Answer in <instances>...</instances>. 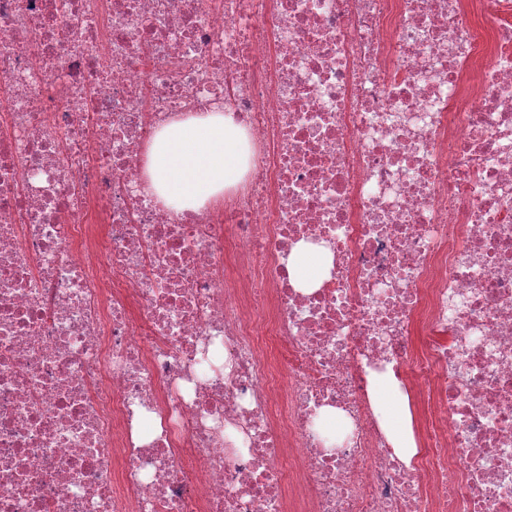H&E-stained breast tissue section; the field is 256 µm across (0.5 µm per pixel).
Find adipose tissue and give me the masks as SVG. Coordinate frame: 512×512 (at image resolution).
<instances>
[{"label": "adipose tissue", "mask_w": 512, "mask_h": 512, "mask_svg": "<svg viewBox=\"0 0 512 512\" xmlns=\"http://www.w3.org/2000/svg\"><path fill=\"white\" fill-rule=\"evenodd\" d=\"M243 144L242 131L220 112H199L163 126L149 149V187L162 204L180 211L222 200L241 175ZM373 395L394 448L413 455L408 396L385 383Z\"/></svg>", "instance_id": "adipose-tissue-1"}]
</instances>
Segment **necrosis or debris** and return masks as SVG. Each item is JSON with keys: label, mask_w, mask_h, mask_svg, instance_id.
I'll return each instance as SVG.
<instances>
[{"label": "necrosis or debris", "mask_w": 512, "mask_h": 512, "mask_svg": "<svg viewBox=\"0 0 512 512\" xmlns=\"http://www.w3.org/2000/svg\"><path fill=\"white\" fill-rule=\"evenodd\" d=\"M0 96V512H512V0H0ZM244 134L221 112H199L163 126L145 175L167 207L197 209L224 199L242 172ZM294 270L302 288H311L319 283L320 259L307 248L299 247L293 257ZM373 395L394 448L407 457L413 455L417 448L410 426L408 396L385 383L378 384Z\"/></svg>", "instance_id": "1"}]
</instances>
